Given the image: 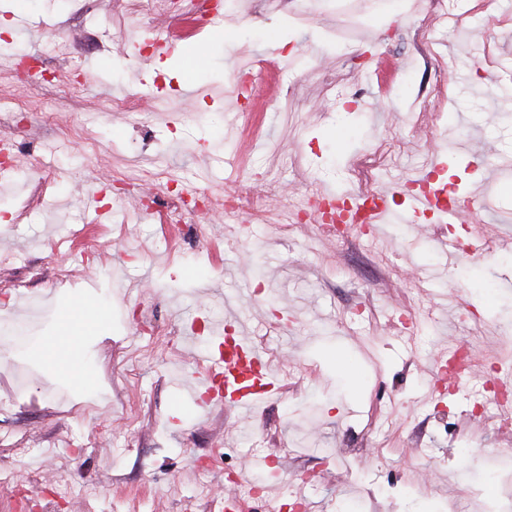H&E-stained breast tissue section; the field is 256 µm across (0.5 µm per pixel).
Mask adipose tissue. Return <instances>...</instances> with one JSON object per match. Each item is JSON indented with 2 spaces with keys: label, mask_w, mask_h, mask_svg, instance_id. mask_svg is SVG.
I'll use <instances>...</instances> for the list:
<instances>
[{
  "label": "adipose tissue",
  "mask_w": 512,
  "mask_h": 512,
  "mask_svg": "<svg viewBox=\"0 0 512 512\" xmlns=\"http://www.w3.org/2000/svg\"><path fill=\"white\" fill-rule=\"evenodd\" d=\"M104 325L103 314L95 302L84 299L60 306L58 331L50 343L42 345L37 356L52 365L63 377H82L84 386H91L92 378L75 349L76 336L100 334Z\"/></svg>",
  "instance_id": "ef3b65f1"
}]
</instances>
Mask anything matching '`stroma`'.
Here are the masks:
<instances>
[{
    "instance_id": "obj_1",
    "label": "stroma",
    "mask_w": 512,
    "mask_h": 512,
    "mask_svg": "<svg viewBox=\"0 0 512 512\" xmlns=\"http://www.w3.org/2000/svg\"><path fill=\"white\" fill-rule=\"evenodd\" d=\"M24 2L25 21L0 29V99H49L55 114L0 112L14 166L0 325L38 317L45 341L61 298L89 288L109 332L79 344L88 388L0 344V512L35 486L42 512H210L228 467L275 496L313 474L307 512H486L500 486L482 461L512 453V426L435 392L432 371L462 340L478 369L512 364V192L477 223L419 216L342 245L291 218L325 188L396 189L438 146L470 150L477 193L483 174L507 175L512 0H227L215 22ZM141 38L205 43L207 60L141 57ZM426 54L445 92L418 100ZM115 90L135 111L99 112ZM262 184L270 206L225 216ZM98 189L111 215L96 224L85 193ZM474 235L494 249L449 263L441 240ZM233 305L283 391L244 418L198 415L188 383ZM64 480L84 500L58 497Z\"/></svg>"
}]
</instances>
